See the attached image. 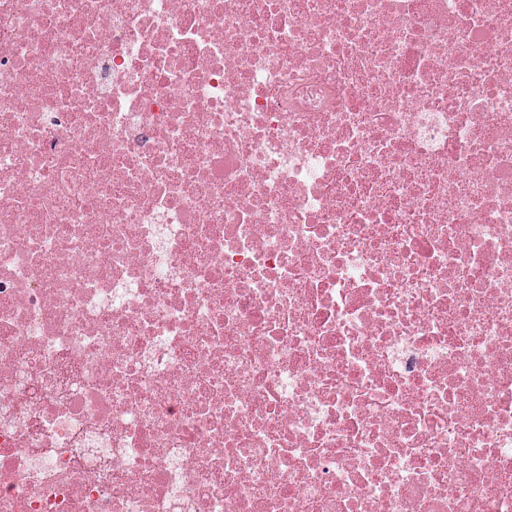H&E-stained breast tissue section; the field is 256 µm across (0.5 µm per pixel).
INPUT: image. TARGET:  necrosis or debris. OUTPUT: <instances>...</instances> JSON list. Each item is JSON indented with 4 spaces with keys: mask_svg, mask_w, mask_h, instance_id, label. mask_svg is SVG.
<instances>
[{
    "mask_svg": "<svg viewBox=\"0 0 512 512\" xmlns=\"http://www.w3.org/2000/svg\"><path fill=\"white\" fill-rule=\"evenodd\" d=\"M0 512H512V0H0Z\"/></svg>",
    "mask_w": 512,
    "mask_h": 512,
    "instance_id": "1",
    "label": "necrosis or debris"
}]
</instances>
